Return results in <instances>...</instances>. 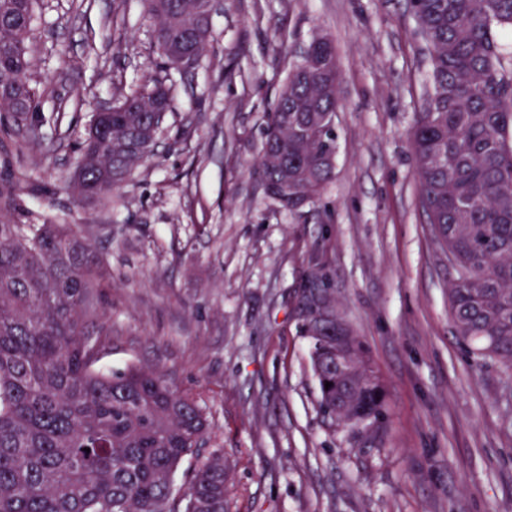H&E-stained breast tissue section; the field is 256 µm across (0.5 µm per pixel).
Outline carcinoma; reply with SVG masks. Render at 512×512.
Returning <instances> with one entry per match:
<instances>
[{
    "label": "carcinoma",
    "mask_w": 512,
    "mask_h": 512,
    "mask_svg": "<svg viewBox=\"0 0 512 512\" xmlns=\"http://www.w3.org/2000/svg\"><path fill=\"white\" fill-rule=\"evenodd\" d=\"M166 72H181L167 46L198 65L211 37L206 0H142ZM37 0H0V512H227L228 473L214 451L175 489L182 461L209 424L195 398L156 369L96 368L95 336L111 319L110 262L73 224L38 220L30 182L6 146L42 137L29 39ZM430 49L432 93L411 134L421 205L456 278L449 312L471 354L512 374V70L494 28L512 26V0H407ZM341 70L324 37L312 40L267 113L255 175L282 209L320 199L334 176V117ZM154 81L124 93L88 126L72 186L91 200L123 183L153 152L170 108ZM300 330L310 343L319 405L384 418L380 376L353 339L367 381L336 393V306L311 277L301 289ZM330 387H325V382Z\"/></svg>",
    "instance_id": "1"
}]
</instances>
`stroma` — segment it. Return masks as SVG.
Returning a JSON list of instances; mask_svg holds the SVG:
<instances>
[{
	"label": "stroma",
	"instance_id": "stroma-1",
	"mask_svg": "<svg viewBox=\"0 0 512 512\" xmlns=\"http://www.w3.org/2000/svg\"><path fill=\"white\" fill-rule=\"evenodd\" d=\"M31 55L43 140L35 215L92 227L112 266L98 365L164 371L196 397L228 464L230 512H512V376L455 337V272L421 207L409 133L432 90L405 0H223L199 66L163 75L140 0H39ZM343 79L336 176L303 213L249 173L266 114L311 39ZM165 78L152 156L76 200L78 143L101 108ZM325 275L384 384L386 432L319 407L296 306Z\"/></svg>",
	"mask_w": 512,
	"mask_h": 512
}]
</instances>
